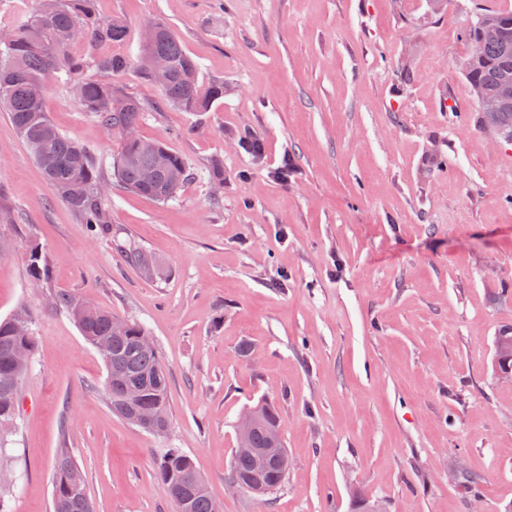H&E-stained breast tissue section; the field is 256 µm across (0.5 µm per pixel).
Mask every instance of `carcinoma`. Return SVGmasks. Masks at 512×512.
I'll return each mask as SVG.
<instances>
[{"mask_svg":"<svg viewBox=\"0 0 512 512\" xmlns=\"http://www.w3.org/2000/svg\"><path fill=\"white\" fill-rule=\"evenodd\" d=\"M488 24L495 26L498 34L484 39L481 59L474 61L468 55L461 63L476 104L477 123L481 125L485 123L483 98L498 91L502 69L512 66V11L479 13L464 31L465 40L482 33ZM4 34L6 41H0V110L8 113L56 197L90 225L93 235L111 233L106 201L114 182L157 202L176 198L190 177L185 161L160 141L140 136L132 141L125 139L124 127L139 125L141 103L118 94L112 83L96 77L98 73L121 74L129 68L122 55L91 51L95 46L124 42L128 34L124 21L99 17L95 0H34ZM78 43L89 50L74 51ZM154 57L165 59L170 66L168 82L160 89L165 104L184 112H208L224 97L222 82L202 87L198 62L184 50L173 30L158 19L145 26L138 68L139 75L150 82ZM52 81L70 89L82 111L119 135L120 150L113 159L112 177H106L86 148L50 119L44 97ZM117 248L129 266L148 277L160 275L159 262L141 248L130 243H119ZM26 262L30 279L48 282L49 262L39 247H31ZM50 308L65 312L100 353L107 372L104 394L113 414L130 423L136 412L147 410L169 423V375L157 347L142 343L141 337L147 335L142 324L132 321L126 332L114 336L112 311L67 291L52 293ZM33 318L32 309L24 306L0 321V441L15 427L19 392L12 390V383L23 378L36 351L33 333L21 334L17 325L29 326ZM19 347L28 352L24 363L15 358ZM280 430L278 411L265 406L262 420L243 431L244 439L257 452L233 455L231 472L254 477L274 490L279 488L288 460L285 444L274 442ZM156 476L163 490L187 482L199 483L188 495L182 512H215L205 480L191 456L181 449L161 451L156 460ZM52 508L53 512H95L78 462L66 448L61 449L54 462Z\"/></svg>","mask_w":512,"mask_h":512,"instance_id":"cac0c4a2","label":"carcinoma"}]
</instances>
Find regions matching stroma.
Wrapping results in <instances>:
<instances>
[{
  "label": "stroma",
  "mask_w": 512,
  "mask_h": 512,
  "mask_svg": "<svg viewBox=\"0 0 512 512\" xmlns=\"http://www.w3.org/2000/svg\"><path fill=\"white\" fill-rule=\"evenodd\" d=\"M481 0H98L141 54L164 20L224 85L208 112L162 103L136 72L113 77L194 177L168 204L122 190L112 234L91 236L0 112V319L36 311L37 352L6 448L8 512H51L52 465L71 449L96 512H176L155 453L189 454L223 512H512V142L475 122L463 31ZM46 109L101 166L118 135L55 84ZM264 145L245 152L241 138ZM288 184L271 172L283 156ZM224 179L212 180L213 162ZM162 265L144 279L114 246ZM51 285L142 323L168 369L169 431L113 415L103 360ZM249 357H240L241 345ZM274 403L282 486L224 491L240 414ZM477 487H470V480ZM27 273L31 281L38 280L41 284L48 283L50 277L49 262L45 253L38 246L31 247L27 255Z\"/></svg>",
  "instance_id": "obj_1"
}]
</instances>
